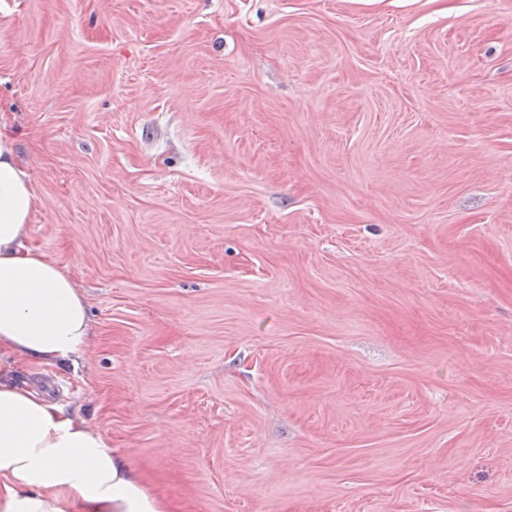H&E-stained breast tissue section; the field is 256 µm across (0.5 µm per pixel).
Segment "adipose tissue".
<instances>
[{"label": "adipose tissue", "mask_w": 512, "mask_h": 512, "mask_svg": "<svg viewBox=\"0 0 512 512\" xmlns=\"http://www.w3.org/2000/svg\"><path fill=\"white\" fill-rule=\"evenodd\" d=\"M39 197L0 122V512H168L79 417L16 379L18 363H76L94 334L85 294L24 240Z\"/></svg>", "instance_id": "obj_1"}]
</instances>
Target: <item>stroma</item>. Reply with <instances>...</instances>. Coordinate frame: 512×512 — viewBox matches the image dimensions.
Instances as JSON below:
<instances>
[{
    "label": "stroma",
    "mask_w": 512,
    "mask_h": 512,
    "mask_svg": "<svg viewBox=\"0 0 512 512\" xmlns=\"http://www.w3.org/2000/svg\"><path fill=\"white\" fill-rule=\"evenodd\" d=\"M0 115L170 512H512V0H0Z\"/></svg>",
    "instance_id": "obj_1"
}]
</instances>
